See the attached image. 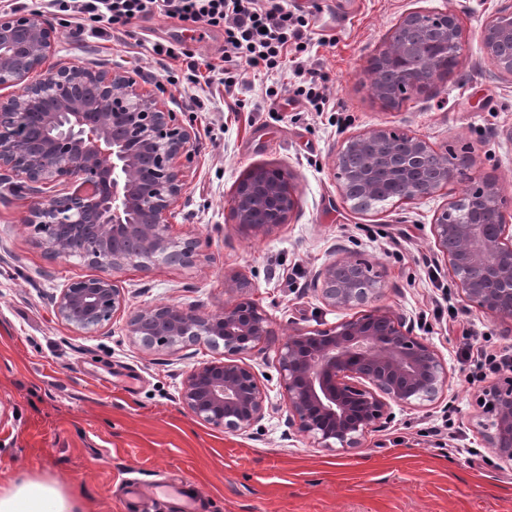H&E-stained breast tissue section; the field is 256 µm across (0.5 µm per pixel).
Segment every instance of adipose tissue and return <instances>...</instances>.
Here are the masks:
<instances>
[{"mask_svg":"<svg viewBox=\"0 0 512 512\" xmlns=\"http://www.w3.org/2000/svg\"><path fill=\"white\" fill-rule=\"evenodd\" d=\"M0 512H84L79 497L55 480L27 475L0 486Z\"/></svg>","mask_w":512,"mask_h":512,"instance_id":"ef3b65f1","label":"adipose tissue"}]
</instances>
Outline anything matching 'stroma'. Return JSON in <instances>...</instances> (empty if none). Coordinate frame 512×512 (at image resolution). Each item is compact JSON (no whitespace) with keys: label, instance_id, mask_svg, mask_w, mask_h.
<instances>
[{"label":"stroma","instance_id":"1","mask_svg":"<svg viewBox=\"0 0 512 512\" xmlns=\"http://www.w3.org/2000/svg\"><path fill=\"white\" fill-rule=\"evenodd\" d=\"M512 0H288L309 21L307 66L324 75L328 109L292 97L291 67L248 78L234 95L214 84L191 97L163 82L152 55L184 23L138 20L110 40L56 23V44L30 74L37 82L63 67L137 73L144 91L196 134L178 164L184 191L173 231L201 241L190 266L164 261L114 271L130 309L175 304L223 312L232 276L249 279L270 315L273 335L247 358L265 387L269 412L232 434L190 416L180 392L186 370L221 358L200 342L148 351L134 342L126 313L79 331L57 317L71 281L100 275L77 257H52L24 218L29 196L0 181V485L26 474L76 490L85 512H130L126 470L193 483L203 512H512V461L488 448L479 422L482 383L468 384L459 349L463 329L512 351V326L468 305L455 288L432 234L437 212L486 176L502 188L512 225V79L497 75L481 31ZM457 14L464 41L458 64L431 90L388 107L372 93L369 61L410 12ZM277 89L266 97V87ZM425 140L439 154L468 157L466 176L416 201L352 209L334 176L346 140L376 128ZM255 168L293 177L300 204L269 233L244 229L231 215L238 183ZM340 253L367 262L382 283L381 305L403 314L448 367V385L418 407L392 405L383 428L361 447H311L288 426L277 348L295 330L345 318L327 307L312 277ZM454 307L456 320L438 317Z\"/></svg>","mask_w":512,"mask_h":512}]
</instances>
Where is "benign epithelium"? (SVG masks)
<instances>
[{
  "label": "benign epithelium",
  "instance_id": "benign-epithelium-1",
  "mask_svg": "<svg viewBox=\"0 0 512 512\" xmlns=\"http://www.w3.org/2000/svg\"><path fill=\"white\" fill-rule=\"evenodd\" d=\"M55 42L48 20L0 15V85L19 87L0 99V180L16 177V190L36 198L25 223L34 225L53 257L68 255L74 237L93 233L92 260L103 270L144 267L157 257L171 263L198 257L201 241L173 235L168 221L184 188L178 159L193 150L195 133L126 71L72 67L27 82ZM421 45L442 62L450 52L461 56L459 18L448 11L438 27L426 30L419 13L403 16L370 69L397 62L394 83L425 92L433 80L402 62ZM481 45L497 73L511 78L512 5L486 22ZM334 167L344 199L361 210L379 179L399 200L414 201L457 180L469 163L448 162L419 137L376 128L351 137ZM503 204L502 188L486 178L479 190L448 203L433 235L462 297L493 318L512 320V229ZM298 205L291 179H272L257 168L238 186L231 213L241 226L269 232L287 223ZM459 212L468 219H458ZM361 270L351 255L334 258L315 272L313 285L335 310L375 302L378 282L365 281ZM227 288L242 299L221 314L160 304L130 312L127 327L146 349L201 341L223 347L224 358L187 370L181 400L202 422L242 433L268 413L267 393L246 357L272 335V321L247 297L252 284L246 278H231ZM123 309V288L108 276L71 282L56 302L57 315L77 330L98 327ZM277 363L288 424L329 451L362 447L366 434L388 419L391 404L431 401L448 383L432 344L414 335L403 315L382 306L323 329L295 331L278 349ZM480 405L491 416L482 424L488 447L512 461V378L487 385Z\"/></svg>",
  "mask_w": 512,
  "mask_h": 512
}]
</instances>
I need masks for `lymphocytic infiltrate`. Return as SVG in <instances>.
I'll list each match as a JSON object with an SVG mask.
<instances>
[{"label": "lymphocytic infiltrate", "mask_w": 512, "mask_h": 512, "mask_svg": "<svg viewBox=\"0 0 512 512\" xmlns=\"http://www.w3.org/2000/svg\"><path fill=\"white\" fill-rule=\"evenodd\" d=\"M45 9L71 17L78 29L100 36L156 14L222 29L224 57L219 65L186 48L161 45V55L183 59L186 64L183 77L168 75L172 85L181 80L195 85L203 80L221 84L230 92L244 85L248 72L280 71L289 57L308 48L309 22L288 9L285 0H46Z\"/></svg>", "instance_id": "lymphocytic-infiltrate-1"}]
</instances>
